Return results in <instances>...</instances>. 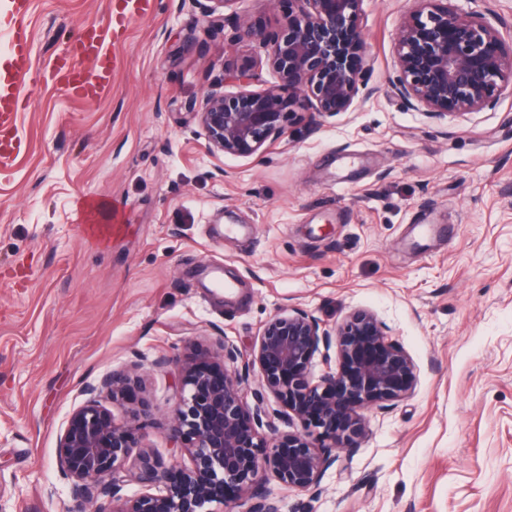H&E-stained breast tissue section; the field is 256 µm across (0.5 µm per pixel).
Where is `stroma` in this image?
<instances>
[{
    "mask_svg": "<svg viewBox=\"0 0 512 512\" xmlns=\"http://www.w3.org/2000/svg\"><path fill=\"white\" fill-rule=\"evenodd\" d=\"M411 7L362 0L349 111L300 112L235 156L210 153L192 109L243 70L250 89L274 82L241 28L279 33L289 0H238L214 25L198 0H154L87 103L44 71L84 29L115 27L109 0H31L26 150L0 170V512H93L58 473V439L86 386L135 363L143 445L187 464L170 436L180 374L154 360L222 337L250 355L288 306L329 329L371 311L417 381L367 410L315 489L270 479L282 512H512V95L445 119L407 107L393 48ZM90 224L124 230L102 241ZM215 271L231 292L210 289Z\"/></svg>",
    "mask_w": 512,
    "mask_h": 512,
    "instance_id": "1",
    "label": "stroma"
}]
</instances>
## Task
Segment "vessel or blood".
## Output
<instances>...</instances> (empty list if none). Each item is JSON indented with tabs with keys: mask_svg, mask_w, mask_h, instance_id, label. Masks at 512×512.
<instances>
[{
	"mask_svg": "<svg viewBox=\"0 0 512 512\" xmlns=\"http://www.w3.org/2000/svg\"><path fill=\"white\" fill-rule=\"evenodd\" d=\"M29 9L30 0H0V22L12 33L8 54L0 56V169L12 165L26 149L18 134L17 118L21 83L34 64L24 28ZM110 37V31L88 28L73 49V60H62L50 72V79L63 84L73 98H101L117 69L116 56L105 49Z\"/></svg>",
	"mask_w": 512,
	"mask_h": 512,
	"instance_id": "1",
	"label": "vessel or blood"
}]
</instances>
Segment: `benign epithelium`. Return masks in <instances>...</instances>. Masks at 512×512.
<instances>
[{
  "instance_id": "obj_1",
  "label": "benign epithelium",
  "mask_w": 512,
  "mask_h": 512,
  "mask_svg": "<svg viewBox=\"0 0 512 512\" xmlns=\"http://www.w3.org/2000/svg\"><path fill=\"white\" fill-rule=\"evenodd\" d=\"M237 2L206 0L203 16H222ZM291 2L281 33L242 28L276 81L260 91L211 89L202 106L191 109L212 154L252 155L278 137L297 110L347 112L365 86L361 0ZM413 2L395 41L394 93L432 118L494 104L512 81V52L499 29L483 16L458 12L451 0ZM334 342L341 367L313 378L320 346ZM153 365H173L181 374L172 432L189 464L175 481L160 458L141 448L138 423L151 416L150 401L132 398L138 381L129 373L104 376L82 391L85 399L67 419L57 448L60 476L75 500L96 505L94 512H222L231 491L251 501L248 512H281L268 475L288 487L315 488L332 464V449L355 448L364 437L365 411L403 400L416 382L412 359L366 310L350 312L330 331L305 310L283 309L246 358L220 338L212 347L192 345L182 361L160 357ZM256 370L251 407L245 391ZM266 393L301 427L272 445L260 433L271 426ZM105 399L130 404L126 417L116 420ZM133 455L145 491L125 497L120 470Z\"/></svg>"
}]
</instances>
